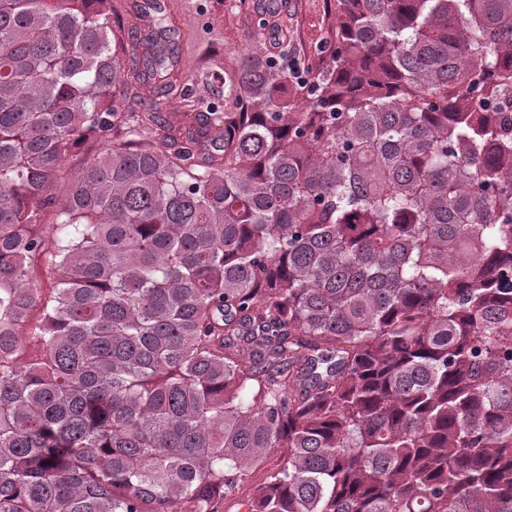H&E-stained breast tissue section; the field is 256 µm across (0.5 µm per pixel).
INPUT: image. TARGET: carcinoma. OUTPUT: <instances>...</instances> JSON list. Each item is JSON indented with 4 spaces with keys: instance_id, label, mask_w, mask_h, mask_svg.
<instances>
[{
    "instance_id": "1",
    "label": "carcinoma",
    "mask_w": 512,
    "mask_h": 512,
    "mask_svg": "<svg viewBox=\"0 0 512 512\" xmlns=\"http://www.w3.org/2000/svg\"><path fill=\"white\" fill-rule=\"evenodd\" d=\"M110 4L0 0V512H214L274 449L244 512H512V0H329L212 99Z\"/></svg>"
}]
</instances>
